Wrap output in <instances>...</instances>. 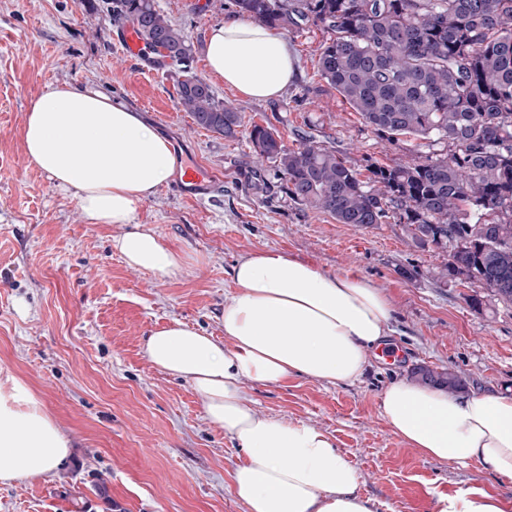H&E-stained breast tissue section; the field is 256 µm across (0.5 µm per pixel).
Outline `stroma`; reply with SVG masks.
<instances>
[{"label":"stroma","instance_id":"35a3bbf8","mask_svg":"<svg viewBox=\"0 0 512 512\" xmlns=\"http://www.w3.org/2000/svg\"><path fill=\"white\" fill-rule=\"evenodd\" d=\"M193 44L205 73V33L225 16V0H155ZM107 0H0V382L26 384L72 443L50 477L0 485V512H248L231 476L243 449L210 421L191 384L149 361L148 333L172 320L223 338L224 303L234 265L278 250L352 272L387 295L395 309L389 343L403 361L366 356L353 384L293 375L244 383L257 416L327 433L359 476L373 512H435L438 494L478 488L512 512V480L478 464L423 457L386 424L381 395L417 366L449 369L466 391H512V308L485 301L477 287L443 285L433 273L444 254L409 245L402 224L361 229L336 223L285 197L255 188L258 166L247 136L235 140L198 127L179 105L173 67L152 77L120 55ZM297 74L279 97L254 100L219 81L217 98L246 122L276 129L287 146L304 132L335 148L348 165L404 159L367 127L318 74L324 34H288ZM66 83L92 86L141 112L170 142L179 164L201 163L223 177L200 204L163 186L134 221L151 227L185 257L160 279L134 269L112 247L122 227L86 221L72 193L32 165L22 126L32 103Z\"/></svg>","mask_w":512,"mask_h":512}]
</instances>
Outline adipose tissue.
<instances>
[{"mask_svg":"<svg viewBox=\"0 0 512 512\" xmlns=\"http://www.w3.org/2000/svg\"><path fill=\"white\" fill-rule=\"evenodd\" d=\"M211 77L246 97L271 100L295 74L283 34L234 15L206 32ZM30 162L72 192L92 224L123 227L112 246L126 264L164 278L184 256L135 223L142 202L167 184L174 158L167 139L144 117L90 86L66 84L31 105L22 129ZM235 290L224 305L223 340L180 321L151 331L149 360L188 380L210 420L246 452L232 480L249 512H373L358 491L359 474L331 437L304 424L255 415L243 382L278 383L303 375L352 384L366 354L392 333L394 309L377 288L351 273L276 250L236 264ZM390 429L424 457L478 463L512 478V393L458 395L401 380L381 396ZM70 442L21 382L0 383V483L31 481L56 470ZM436 512H504L472 488L438 495Z\"/></svg>","mask_w":512,"mask_h":512,"instance_id":"1","label":"adipose tissue"}]
</instances>
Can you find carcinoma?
<instances>
[{"instance_id": "obj_1", "label": "carcinoma", "mask_w": 512, "mask_h": 512, "mask_svg": "<svg viewBox=\"0 0 512 512\" xmlns=\"http://www.w3.org/2000/svg\"><path fill=\"white\" fill-rule=\"evenodd\" d=\"M231 13L272 29L327 34L318 73L389 142L418 147L394 165L362 173L305 133L288 147L270 126L246 125L192 71L189 36L155 0H110L149 47L179 69V104L201 128L228 140L248 131L260 161L293 202L339 224L373 228L396 218L417 246L446 253L437 282L480 287L512 308V0H229ZM416 380L457 393L464 379L421 367Z\"/></svg>"}]
</instances>
